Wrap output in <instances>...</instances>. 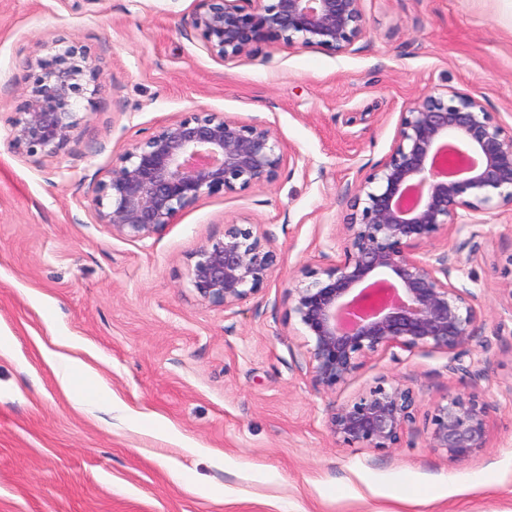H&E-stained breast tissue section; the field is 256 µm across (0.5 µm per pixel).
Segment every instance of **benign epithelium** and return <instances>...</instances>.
Returning <instances> with one entry per match:
<instances>
[{"mask_svg":"<svg viewBox=\"0 0 512 512\" xmlns=\"http://www.w3.org/2000/svg\"><path fill=\"white\" fill-rule=\"evenodd\" d=\"M363 0H192L189 25L221 60L285 44L331 54L354 52L367 35ZM39 73L12 118V140L28 154H56L78 129L74 98L97 76L76 43L36 60ZM285 165L270 125L219 112H184L117 154L97 183L91 207L112 236L143 240L178 222L203 197L275 184ZM512 204V130L477 97L436 88L400 112L384 160L356 187L341 253L295 286L288 316L307 333V364L317 388L346 384L375 354L394 347L463 358L485 321L478 295L456 287L458 264L438 243ZM278 269L258 225L224 217V238L191 254L201 301L235 313ZM414 392L379 380L336 407L330 428L352 447L398 448L414 419ZM486 404L456 395L434 406L426 447L463 461L487 447Z\"/></svg>","mask_w":512,"mask_h":512,"instance_id":"1","label":"benign epithelium"}]
</instances>
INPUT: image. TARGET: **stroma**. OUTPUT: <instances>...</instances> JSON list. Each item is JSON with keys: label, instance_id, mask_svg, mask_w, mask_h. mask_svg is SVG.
<instances>
[{"label": "stroma", "instance_id": "35a3bbf8", "mask_svg": "<svg viewBox=\"0 0 512 512\" xmlns=\"http://www.w3.org/2000/svg\"><path fill=\"white\" fill-rule=\"evenodd\" d=\"M190 0H0V512H512V206L449 236L479 251L452 281L482 296L478 370L398 348L345 385L316 388L289 288L335 259L356 182L388 154L400 112L445 86L512 127V8L505 0H364L355 52L263 47L212 57ZM79 41L100 69L55 155L14 149L30 64ZM264 121L288 160L279 180L205 198L141 241L91 209L112 158L182 112ZM259 224L280 258L236 314L189 282L195 249L224 218ZM80 363L112 402L64 390L55 359ZM381 378L410 387L400 447H347L329 419ZM474 394L490 442L454 463L427 447L437 402Z\"/></svg>", "mask_w": 512, "mask_h": 512}]
</instances>
